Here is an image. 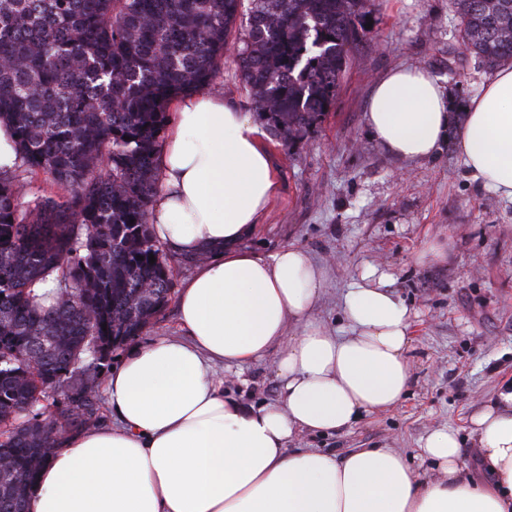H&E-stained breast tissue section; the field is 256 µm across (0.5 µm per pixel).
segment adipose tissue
Returning <instances> with one entry per match:
<instances>
[{
    "label": "adipose tissue",
    "mask_w": 512,
    "mask_h": 512,
    "mask_svg": "<svg viewBox=\"0 0 512 512\" xmlns=\"http://www.w3.org/2000/svg\"><path fill=\"white\" fill-rule=\"evenodd\" d=\"M448 109L435 74L401 67L376 82L365 122L395 156L421 159L445 141ZM172 112L150 222L162 244L198 259L176 302L185 336L129 350L107 382L113 423L62 438L31 512H512V381L472 418L486 483L446 426L422 439L423 471L387 447L287 448L403 399L411 311L385 282H355L341 332L314 319L323 267L294 245L265 257L240 247L278 194L263 130L210 90L178 97ZM458 146L484 188L512 202V63L468 102ZM270 355L278 402L225 394L223 369Z\"/></svg>",
    "instance_id": "obj_1"
}]
</instances>
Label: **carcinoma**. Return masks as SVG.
<instances>
[{
    "label": "carcinoma",
    "mask_w": 512,
    "mask_h": 512,
    "mask_svg": "<svg viewBox=\"0 0 512 512\" xmlns=\"http://www.w3.org/2000/svg\"><path fill=\"white\" fill-rule=\"evenodd\" d=\"M453 4L465 51L489 67L512 61V0ZM369 6L0 0V123L16 152L0 166V512H27L63 436L98 424V390L85 386L95 342L135 339L172 300L150 224L168 103L218 89L217 62L234 52L256 112L290 145L335 102ZM41 173L64 195L26 206ZM50 406L59 417L37 419Z\"/></svg>",
    "instance_id": "cac0c4a2"
}]
</instances>
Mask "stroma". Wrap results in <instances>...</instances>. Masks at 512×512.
Instances as JSON below:
<instances>
[{
    "label": "stroma",
    "mask_w": 512,
    "mask_h": 512,
    "mask_svg": "<svg viewBox=\"0 0 512 512\" xmlns=\"http://www.w3.org/2000/svg\"><path fill=\"white\" fill-rule=\"evenodd\" d=\"M368 20L330 111L293 145L265 135L280 191L242 246L265 256L295 245L323 266L313 316L332 331L350 284L371 270L387 275L412 311V382L393 409L343 432L298 434L288 446L339 455L385 446L413 460L422 437L449 426L470 474L482 480L471 418L512 380V203L470 175L457 138L491 71L461 47L451 0H373ZM399 66L430 70L449 95L448 139L433 157L398 158L365 124L375 82ZM226 378L225 393L243 404L280 397L271 359Z\"/></svg>",
    "instance_id": "stroma-1"
}]
</instances>
